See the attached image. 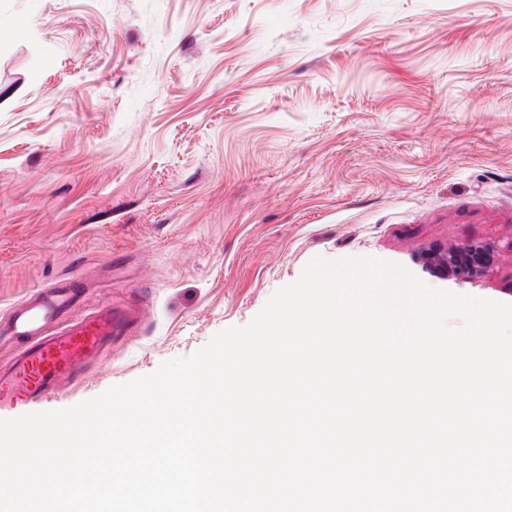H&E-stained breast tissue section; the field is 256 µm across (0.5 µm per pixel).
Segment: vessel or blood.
<instances>
[{
    "label": "vessel or blood",
    "instance_id": "1",
    "mask_svg": "<svg viewBox=\"0 0 512 512\" xmlns=\"http://www.w3.org/2000/svg\"><path fill=\"white\" fill-rule=\"evenodd\" d=\"M82 286L75 274L56 279L0 320V348L12 350L8 365H0V416L41 405L64 384L83 380L111 352L113 339L129 331L132 312L109 303L73 317Z\"/></svg>",
    "mask_w": 512,
    "mask_h": 512
}]
</instances>
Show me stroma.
Wrapping results in <instances>:
<instances>
[{
	"mask_svg": "<svg viewBox=\"0 0 512 512\" xmlns=\"http://www.w3.org/2000/svg\"><path fill=\"white\" fill-rule=\"evenodd\" d=\"M486 241L475 280L421 252ZM512 303V0H0V317L130 335L47 410L247 325L313 258Z\"/></svg>",
	"mask_w": 512,
	"mask_h": 512,
	"instance_id": "35a3bbf8",
	"label": "stroma"
}]
</instances>
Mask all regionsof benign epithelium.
Instances as JSON below:
<instances>
[{"label": "benign epithelium", "mask_w": 512, "mask_h": 512, "mask_svg": "<svg viewBox=\"0 0 512 512\" xmlns=\"http://www.w3.org/2000/svg\"><path fill=\"white\" fill-rule=\"evenodd\" d=\"M498 248L488 242L434 245L423 251L426 266L436 274L455 279H473L497 263Z\"/></svg>", "instance_id": "1"}]
</instances>
